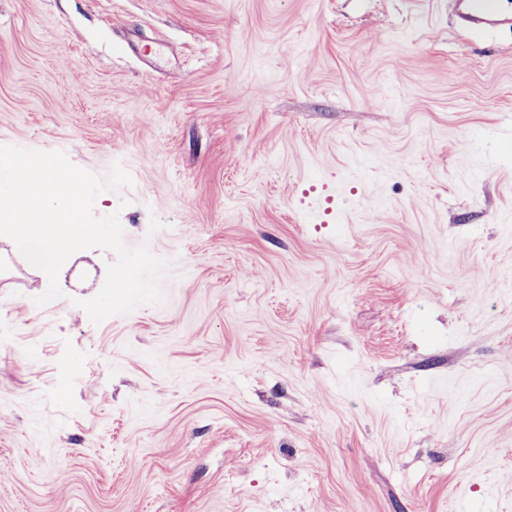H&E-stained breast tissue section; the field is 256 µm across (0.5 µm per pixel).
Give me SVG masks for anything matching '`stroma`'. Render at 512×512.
<instances>
[{
  "instance_id": "stroma-1",
  "label": "stroma",
  "mask_w": 512,
  "mask_h": 512,
  "mask_svg": "<svg viewBox=\"0 0 512 512\" xmlns=\"http://www.w3.org/2000/svg\"><path fill=\"white\" fill-rule=\"evenodd\" d=\"M0 144L133 178L165 301L0 237V512H512V31L449 0H0ZM130 198L121 206V198Z\"/></svg>"
}]
</instances>
